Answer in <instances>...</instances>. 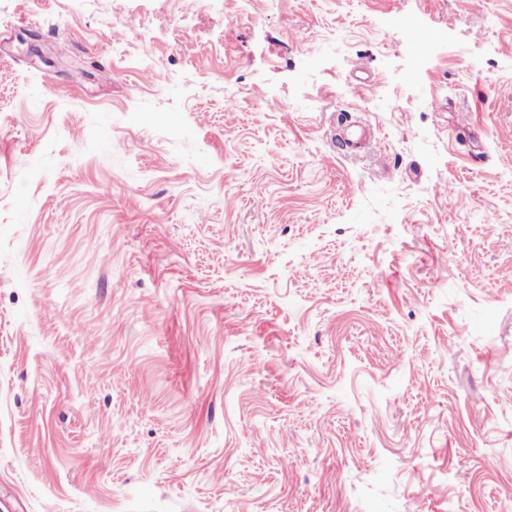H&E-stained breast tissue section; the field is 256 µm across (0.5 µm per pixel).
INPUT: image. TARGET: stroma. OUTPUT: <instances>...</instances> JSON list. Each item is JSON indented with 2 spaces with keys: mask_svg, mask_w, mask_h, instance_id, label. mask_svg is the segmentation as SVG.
I'll list each match as a JSON object with an SVG mask.
<instances>
[{
  "mask_svg": "<svg viewBox=\"0 0 512 512\" xmlns=\"http://www.w3.org/2000/svg\"><path fill=\"white\" fill-rule=\"evenodd\" d=\"M509 391L512 0H0V512H512Z\"/></svg>",
  "mask_w": 512,
  "mask_h": 512,
  "instance_id": "1",
  "label": "stroma"
}]
</instances>
